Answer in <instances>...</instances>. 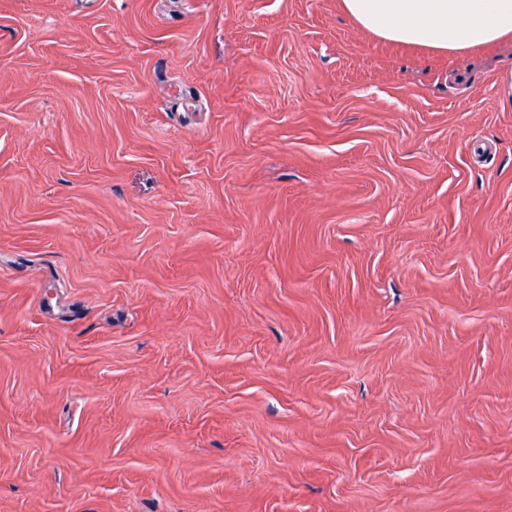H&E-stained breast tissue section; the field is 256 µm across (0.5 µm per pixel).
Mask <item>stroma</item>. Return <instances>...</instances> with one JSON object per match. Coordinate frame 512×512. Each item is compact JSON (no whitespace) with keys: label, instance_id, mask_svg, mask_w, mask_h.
Listing matches in <instances>:
<instances>
[{"label":"stroma","instance_id":"stroma-1","mask_svg":"<svg viewBox=\"0 0 512 512\" xmlns=\"http://www.w3.org/2000/svg\"><path fill=\"white\" fill-rule=\"evenodd\" d=\"M0 512H512V38L0 0Z\"/></svg>","mask_w":512,"mask_h":512}]
</instances>
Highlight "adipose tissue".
I'll return each mask as SVG.
<instances>
[{"label":"adipose tissue","instance_id":"1","mask_svg":"<svg viewBox=\"0 0 512 512\" xmlns=\"http://www.w3.org/2000/svg\"><path fill=\"white\" fill-rule=\"evenodd\" d=\"M364 31L451 56L512 37V0H342Z\"/></svg>","mask_w":512,"mask_h":512}]
</instances>
